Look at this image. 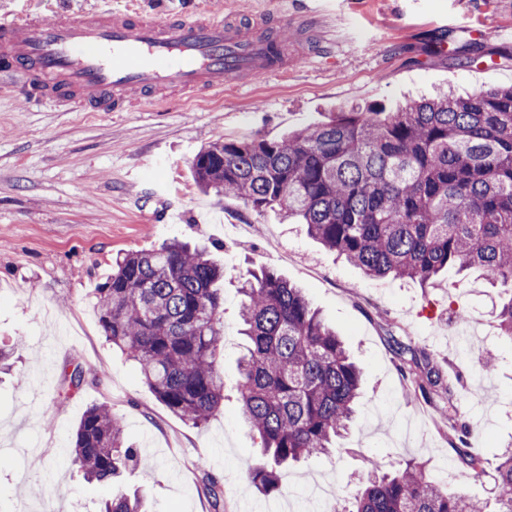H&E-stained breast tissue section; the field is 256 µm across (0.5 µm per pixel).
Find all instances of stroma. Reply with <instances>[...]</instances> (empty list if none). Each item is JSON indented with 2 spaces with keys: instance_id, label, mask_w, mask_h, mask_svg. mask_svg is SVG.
I'll return each mask as SVG.
<instances>
[{
  "instance_id": "stroma-1",
  "label": "stroma",
  "mask_w": 512,
  "mask_h": 512,
  "mask_svg": "<svg viewBox=\"0 0 512 512\" xmlns=\"http://www.w3.org/2000/svg\"><path fill=\"white\" fill-rule=\"evenodd\" d=\"M303 2L293 0L287 23L271 28L288 35L287 74L249 76L216 96L174 97L160 112L138 102L124 112L32 108L0 86V343L17 355L0 373V512L27 504L99 512L109 488L86 482L67 454L97 403L111 407L137 450L123 487L139 492L148 512H267L278 503L324 512L313 485L347 496L372 457L388 470L423 463L444 483L448 469L462 467L452 442L463 423L484 470L460 487L493 502L498 457L512 443V340L498 330L512 295L478 268H452L427 284L368 278L305 225L202 191L191 162L216 140L278 139L343 109L511 86L512 40L498 31L512 28V0H358L354 8L324 0L315 20L302 15ZM465 12L469 34L454 26ZM442 32L443 53L435 41ZM173 239L208 246L224 263V407L201 427L152 395L106 343L93 310L113 259ZM261 269L303 288L363 371L352 432L330 454L283 469L282 490L271 495L249 484L260 453L236 394L239 286ZM463 311L474 339L456 347ZM488 351L499 357L490 373L481 366ZM76 368L85 382L74 389ZM431 369L441 385L409 397L412 373Z\"/></svg>"
}]
</instances>
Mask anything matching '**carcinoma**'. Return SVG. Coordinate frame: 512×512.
<instances>
[{
  "label": "carcinoma",
  "mask_w": 512,
  "mask_h": 512,
  "mask_svg": "<svg viewBox=\"0 0 512 512\" xmlns=\"http://www.w3.org/2000/svg\"><path fill=\"white\" fill-rule=\"evenodd\" d=\"M205 192L239 197L252 211L296 219L325 249L366 276L426 284L450 267L480 268L512 293V87L467 96L440 92L393 109L332 112L281 139L219 140L192 160ZM224 267L204 249L163 243L117 257L94 289L104 336L134 361L154 396L200 427L224 405ZM246 353L237 391L244 425L262 462L249 472L264 493L281 491V468L325 455L350 429L361 371L301 289L270 270L240 287ZM457 456L470 474L483 459ZM70 455L101 486L136 463L121 421L93 405ZM339 512H486L413 463L392 473L378 460ZM497 508L512 512V451L496 466ZM101 512H144L118 491Z\"/></svg>",
  "instance_id": "obj_1"
}]
</instances>
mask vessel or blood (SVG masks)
Here are the masks:
<instances>
[{
  "label": "vessel or blood",
  "mask_w": 512,
  "mask_h": 512,
  "mask_svg": "<svg viewBox=\"0 0 512 512\" xmlns=\"http://www.w3.org/2000/svg\"><path fill=\"white\" fill-rule=\"evenodd\" d=\"M287 70V58L248 24L212 16L195 0H151L145 10L63 0L47 23L0 11V84L35 105L123 112L134 96L220 93L241 76Z\"/></svg>",
  "instance_id": "b4317fda"
}]
</instances>
